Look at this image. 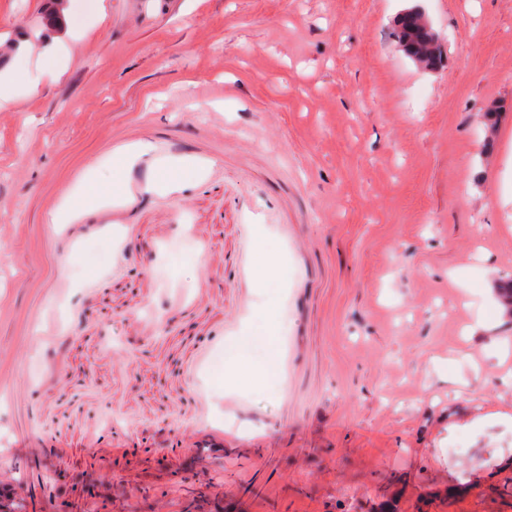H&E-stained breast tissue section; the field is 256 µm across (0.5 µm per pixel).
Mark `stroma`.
I'll return each instance as SVG.
<instances>
[{"label": "stroma", "mask_w": 512, "mask_h": 512, "mask_svg": "<svg viewBox=\"0 0 512 512\" xmlns=\"http://www.w3.org/2000/svg\"><path fill=\"white\" fill-rule=\"evenodd\" d=\"M92 2L0 0V512H512V0ZM419 9L411 8L402 13L395 22L394 34L400 48L415 63L417 57L423 67L429 65L432 69L437 67L440 62L439 47L431 42L437 38L435 32L431 29H419L414 24V17L418 16Z\"/></svg>", "instance_id": "1"}]
</instances>
